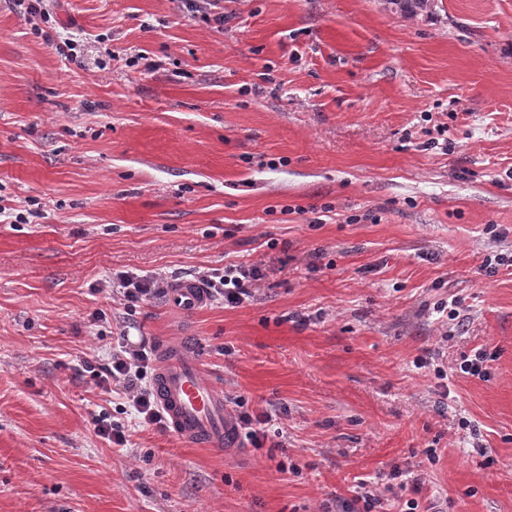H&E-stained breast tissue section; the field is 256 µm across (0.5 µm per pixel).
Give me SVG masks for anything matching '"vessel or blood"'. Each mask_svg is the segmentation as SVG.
Instances as JSON below:
<instances>
[{"label": "vessel or blood", "mask_w": 512, "mask_h": 512, "mask_svg": "<svg viewBox=\"0 0 512 512\" xmlns=\"http://www.w3.org/2000/svg\"><path fill=\"white\" fill-rule=\"evenodd\" d=\"M172 305L188 313L207 309L211 300L202 282L180 280L173 284ZM155 393L168 431L179 440L204 448L237 447L239 427L221 389L210 383L196 356L182 344L161 341Z\"/></svg>", "instance_id": "vessel-or-blood-1"}]
</instances>
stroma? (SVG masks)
<instances>
[{
  "label": "stroma",
  "mask_w": 512,
  "mask_h": 512,
  "mask_svg": "<svg viewBox=\"0 0 512 512\" xmlns=\"http://www.w3.org/2000/svg\"><path fill=\"white\" fill-rule=\"evenodd\" d=\"M49 25L80 65L0 0V205L38 213L0 222V512H340L406 461L420 512H512V268H482L512 258V0H60ZM239 263L266 277L236 308L99 288ZM121 330L191 343L281 447L139 425L82 366ZM171 287L169 279L161 273L140 274L132 270L112 271L100 288H109L113 303L124 308L167 296ZM94 431L99 437L112 444L113 448H126L130 441L129 429L123 424L109 421L104 415L96 417Z\"/></svg>",
  "instance_id": "35a3bbf8"
}]
</instances>
